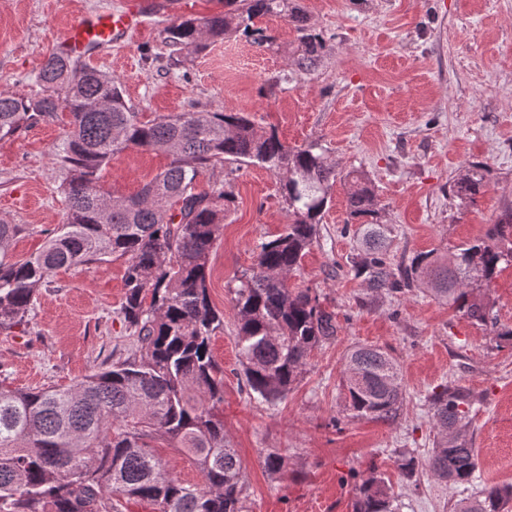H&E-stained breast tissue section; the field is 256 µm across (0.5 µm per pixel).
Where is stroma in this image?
Masks as SVG:
<instances>
[{"label":"stroma","mask_w":512,"mask_h":512,"mask_svg":"<svg viewBox=\"0 0 512 512\" xmlns=\"http://www.w3.org/2000/svg\"><path fill=\"white\" fill-rule=\"evenodd\" d=\"M125 0H0V93H36L35 75L60 34L104 4ZM325 51L311 73L297 71L298 34L288 17H259L272 34L261 48L236 32L171 67L167 26L228 11L229 0H174L150 10L136 33L88 57L119 78L145 118L177 112H246L288 146L321 145L337 171L371 180L388 224L387 254L398 262L446 251L484 236L512 207V0H300ZM69 116L27 125L0 139V216L26 225L16 258L39 251L63 223L65 172L55 151ZM487 163L477 204L448 187L470 162ZM158 152L131 147L102 175L104 188L137 193L166 164ZM231 183L235 202L211 255L208 293L224 315L211 338L224 376L218 414L243 466L250 512H352L354 485L377 471L392 485L400 512H452L460 494L422 475L405 479L396 450L428 456L435 445L426 399L450 385L470 393L466 419L479 483L512 485V344L472 325L417 290L366 302L348 264L361 239L346 231L347 195L336 183L317 243L288 280L311 289L335 315L338 331L310 354L287 398L267 405L244 388L236 344L233 290L259 245L282 231L288 205L279 180L257 166L224 163L205 170L198 188ZM126 261L111 257L58 270L43 285L26 323L0 332V383L12 389L67 387L137 349L119 313ZM358 345L388 350L401 367L404 400L392 422L352 417L341 372ZM278 451L284 468L267 472Z\"/></svg>","instance_id":"stroma-1"}]
</instances>
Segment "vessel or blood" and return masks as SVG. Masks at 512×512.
Instances as JSON below:
<instances>
[{"label":"vessel or blood","instance_id":"1","mask_svg":"<svg viewBox=\"0 0 512 512\" xmlns=\"http://www.w3.org/2000/svg\"><path fill=\"white\" fill-rule=\"evenodd\" d=\"M147 7L146 0H134L120 11L100 10L70 25L60 35L57 47L77 59L86 57L89 51L111 47L141 24Z\"/></svg>","mask_w":512,"mask_h":512}]
</instances>
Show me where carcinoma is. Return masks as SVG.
Here are the masks:
<instances>
[{
  "label": "carcinoma",
  "instance_id": "carcinoma-1",
  "mask_svg": "<svg viewBox=\"0 0 512 512\" xmlns=\"http://www.w3.org/2000/svg\"><path fill=\"white\" fill-rule=\"evenodd\" d=\"M232 4L221 15L169 26L172 53L203 50L237 31L260 47L269 45L273 36L253 28L254 19L287 12L300 33L295 66L316 70L325 43L307 26L299 5ZM36 82L40 91L34 95L0 94V138L59 111L70 114L71 129L57 152L66 171L67 214L42 249L22 259L9 250L25 225L0 216V331L27 319L53 271L117 256L127 260L120 314L139 347L131 358L70 387L23 391L0 384V512H122V498L147 502L154 512H249L240 458L215 413L224 400V378L209 351L224 321L209 299V258L235 196L222 186L199 191L197 180L224 162L258 164L280 176L288 222L259 246L254 266L233 289L245 386L249 395L274 403L288 395L310 353L337 334L334 314L322 308L319 296L287 284L317 242L336 168L321 146L290 148L275 129H260L245 112H180L144 122L128 106L117 78L56 50L41 64ZM129 147L162 152L170 163L136 195L111 193L99 184L100 173ZM487 172L486 165L470 163L453 181V195L476 204ZM347 179L348 223H356L364 240L350 267L369 296L396 297L426 286L463 318L491 327L511 344L512 325L498 324L487 289L512 266V208L483 237L446 258L430 251L395 265L382 245L372 183L362 174ZM342 387L357 418L393 421L404 399L400 366L378 346L347 354ZM468 404V394L448 385L431 396L438 440L424 461L399 453L405 477L417 482L425 471L455 488L474 485L473 434L448 438ZM159 441L185 453L205 485L168 474L152 452ZM353 512H399L391 487L375 471L356 485ZM454 512H512V485H484L457 501Z\"/></svg>",
  "mask_w": 512,
  "mask_h": 512
}]
</instances>
